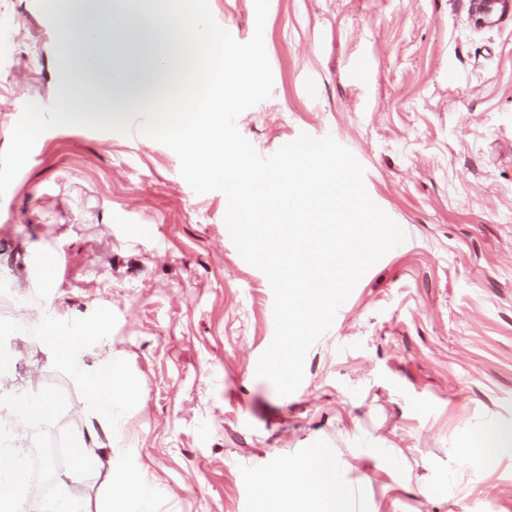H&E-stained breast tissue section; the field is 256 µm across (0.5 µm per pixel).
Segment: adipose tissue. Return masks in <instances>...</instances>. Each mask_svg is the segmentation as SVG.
<instances>
[{
  "instance_id": "obj_1",
  "label": "adipose tissue",
  "mask_w": 512,
  "mask_h": 512,
  "mask_svg": "<svg viewBox=\"0 0 512 512\" xmlns=\"http://www.w3.org/2000/svg\"><path fill=\"white\" fill-rule=\"evenodd\" d=\"M255 512H350V492L335 458L317 450L286 471L255 475ZM149 488L133 471L118 473L106 512H148Z\"/></svg>"
}]
</instances>
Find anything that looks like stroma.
I'll list each match as a JSON object with an SVG mask.
<instances>
[{
  "instance_id": "35a3bbf8",
  "label": "stroma",
  "mask_w": 512,
  "mask_h": 512,
  "mask_svg": "<svg viewBox=\"0 0 512 512\" xmlns=\"http://www.w3.org/2000/svg\"><path fill=\"white\" fill-rule=\"evenodd\" d=\"M211 2L251 39L254 0ZM264 42L272 92L240 133L264 157L332 136L407 239L359 280L282 397L256 375L273 292L239 254L223 194H196L177 155L139 131L143 115L126 136L44 132L0 197V317L109 308L117 324L82 365L112 348L141 385L92 474L58 485L103 512L131 464L152 512H254L251 474L330 448L354 512H512V450L491 464L458 454L512 424V23L475 24L466 0H270ZM63 78L55 19L0 0V152L25 104L50 105ZM6 347L5 389L58 386L61 426H97L41 341L18 332Z\"/></svg>"
}]
</instances>
